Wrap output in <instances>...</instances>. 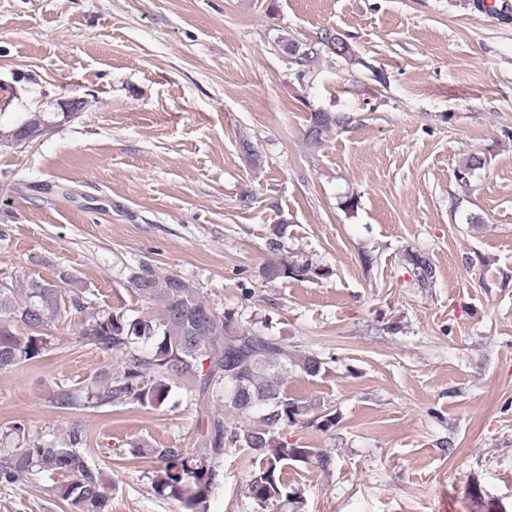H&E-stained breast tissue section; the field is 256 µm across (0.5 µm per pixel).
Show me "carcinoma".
<instances>
[{
	"mask_svg": "<svg viewBox=\"0 0 512 512\" xmlns=\"http://www.w3.org/2000/svg\"><path fill=\"white\" fill-rule=\"evenodd\" d=\"M279 50L292 59L296 77L304 80L314 73L323 57L359 62L349 37L334 29H323L312 40H301L287 33L277 41ZM349 117L325 109L310 112L307 138L318 143L332 129L348 124ZM54 128L42 112H28L7 131L33 142ZM485 161L471 155L459 179L466 183ZM417 282L425 287L433 282L435 269L419 255L411 257ZM319 270L307 261H270L261 270L266 280H307ZM128 283L144 298L160 306L156 318L129 317L122 312L90 315L82 321L78 336L104 351L124 355L121 369L112 373L109 384L83 397L63 391L56 399L60 408L89 406L93 403H127L140 406L162 404L180 379L191 377L201 396L220 393L224 397V417H215L199 434L196 452L186 454L178 448L137 447L160 466L155 471L158 494L175 500L184 512H205L207 502L221 477L220 462L231 449L247 451L259 458L251 474L249 492L259 508L278 504L285 508L296 503L297 492L283 481V469L291 462H306L308 448H290L278 440L279 430L316 421L326 430L335 417L327 408L311 400L288 396L285 381L298 372L315 378L325 371L326 361L317 353L291 351L279 336L254 326H246L233 309L218 310L185 278L163 273L141 262L131 270ZM18 288L0 283V373L35 362L50 348L43 330L61 310L84 309L83 299L51 281L32 280L15 297ZM17 322L27 329L20 336L12 328ZM257 416L251 426L239 418ZM82 432L72 430L69 443L56 445L40 437H29L19 448L0 453V485L10 486L31 479L41 471L66 474L71 480L60 485L59 496L73 512H107L108 496L99 472L80 447Z\"/></svg>",
	"mask_w": 512,
	"mask_h": 512,
	"instance_id": "carcinoma-1",
	"label": "carcinoma"
}]
</instances>
